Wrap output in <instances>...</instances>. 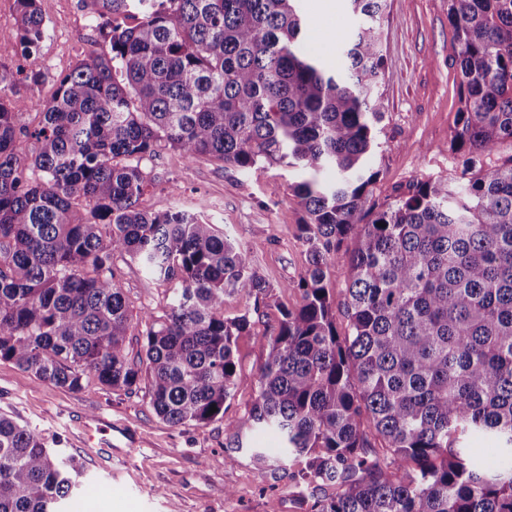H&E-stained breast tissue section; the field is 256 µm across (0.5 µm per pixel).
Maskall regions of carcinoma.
<instances>
[{"label":"carcinoma","instance_id":"cac0c4a2","mask_svg":"<svg viewBox=\"0 0 512 512\" xmlns=\"http://www.w3.org/2000/svg\"><path fill=\"white\" fill-rule=\"evenodd\" d=\"M15 2L8 36L31 56L45 21L38 0ZM94 2L110 50L81 58L49 103L16 97L41 70L0 65V361L73 391L93 377L142 392L162 421L190 427L224 420L236 338L254 336L255 397L228 427L239 450L241 432L275 431L298 494L336 488L309 512H512V0H445L461 165L379 208L366 203L388 0H347L359 24L335 68L307 52L298 0ZM26 104L42 108L32 131L17 126ZM166 146L299 172L289 189L309 266L285 285L301 302L277 307L275 328L256 330L274 287L235 237L182 209L140 208L141 162ZM115 254L177 283L163 315L138 320L134 356ZM235 292L253 308L226 317ZM476 437L495 443L499 468L477 463ZM248 452L259 477L274 471L267 449ZM78 474L0 414V512H61Z\"/></svg>","mask_w":512,"mask_h":512}]
</instances>
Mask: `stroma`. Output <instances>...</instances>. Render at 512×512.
I'll return each instance as SVG.
<instances>
[{
	"mask_svg": "<svg viewBox=\"0 0 512 512\" xmlns=\"http://www.w3.org/2000/svg\"><path fill=\"white\" fill-rule=\"evenodd\" d=\"M307 49L339 65L343 37L357 26L347 0H337L334 16L311 11L300 0ZM45 34L33 59H25L16 39L0 41V64L13 68L36 63L43 72L37 89L52 100L60 75L71 71L88 51H108L99 36L92 0H39ZM385 70L382 90L386 112L378 126V145L370 165L379 179L369 201L379 205L407 190L413 181L445 178L458 160L450 149L459 107L457 46L442 0H392L383 24ZM19 85V97L29 96ZM152 183L139 200L142 209L173 208L205 215L246 246L256 270L276 286L277 306L299 304L300 294L284 290L308 267V254L295 238L302 208L288 189L295 173L279 165L241 173L201 157L187 161L166 147L144 160ZM113 264L132 310L161 314L169 285L147 276L128 256ZM239 367L234 396L224 419L199 427H174L160 420L137 395L116 394L88 380L75 392L0 361V414L27 426L48 446L74 454L81 470L79 490L69 512H302L290 494L288 474L259 479L249 459L252 448H277L271 433L248 434L245 450L234 451L230 423L239 421L254 398L263 352L255 337L237 339ZM103 418L112 424V449L83 444L82 422ZM230 456V463L209 465V458Z\"/></svg>",
	"mask_w": 512,
	"mask_h": 512,
	"instance_id": "35a3bbf8",
	"label": "stroma"
}]
</instances>
